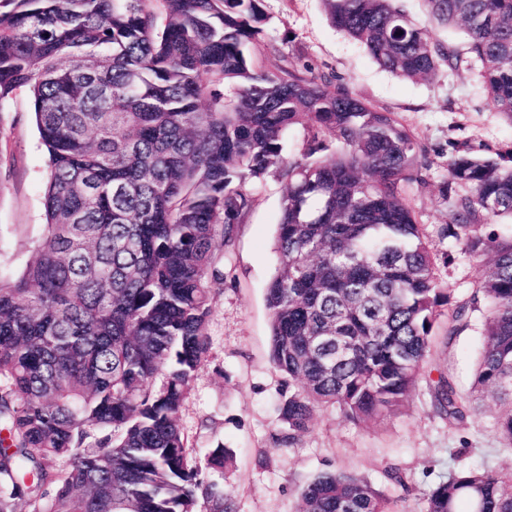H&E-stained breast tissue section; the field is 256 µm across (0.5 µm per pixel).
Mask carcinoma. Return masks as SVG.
<instances>
[{
	"label": "carcinoma",
	"mask_w": 512,
	"mask_h": 512,
	"mask_svg": "<svg viewBox=\"0 0 512 512\" xmlns=\"http://www.w3.org/2000/svg\"><path fill=\"white\" fill-rule=\"evenodd\" d=\"M322 2L397 77L458 65L398 0ZM425 2L464 28L512 120V0ZM267 23L263 0H0V103L28 89L50 163L45 232L18 276L0 274V512H237L203 476L233 453L200 454L180 413L210 351L211 283L270 170L285 184L270 360L295 386L276 445L295 447L320 406L353 422L400 409L438 319L449 345L481 300L470 397L442 375L432 406L458 425L494 403L512 453V233L489 225L512 217V151L451 144L448 237L480 263L471 301L453 303L404 188L426 184L415 137L307 65L264 70ZM298 512L393 508L365 477L327 470ZM421 512H512V470H452Z\"/></svg>",
	"instance_id": "obj_1"
}]
</instances>
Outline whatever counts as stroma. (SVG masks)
<instances>
[{
    "mask_svg": "<svg viewBox=\"0 0 512 512\" xmlns=\"http://www.w3.org/2000/svg\"><path fill=\"white\" fill-rule=\"evenodd\" d=\"M269 49L262 67L308 63L367 102L397 113L426 151V184L410 189L412 205L435 257L440 288L470 301L479 273L475 259L447 235L443 199L451 143L469 142L490 152L512 149V120L497 112L475 71L441 67L430 79L403 80L381 68L358 42L331 23L322 0H264ZM48 158L35 124L29 92L19 89L0 103V264L20 273L46 222L44 189ZM283 184L268 173L254 189L255 203L239 224L224 278L213 285L208 334L211 349L198 371L180 423L198 450H233L232 471L216 474L237 512H295L300 488L327 469L358 472L399 512H420L425 494L449 471L466 466L512 468L493 430L498 409L487 405L461 426L435 414L426 382L408 403L377 423H355L334 407L319 408L314 425L294 448H280L278 404L288 379L268 355L270 313L266 288L277 267L276 229ZM483 306L453 344L436 338L426 359L431 378L447 373L468 393L480 354ZM399 469L402 483L386 472Z\"/></svg>",
    "mask_w": 512,
    "mask_h": 512,
    "instance_id": "obj_1",
    "label": "stroma"
}]
</instances>
